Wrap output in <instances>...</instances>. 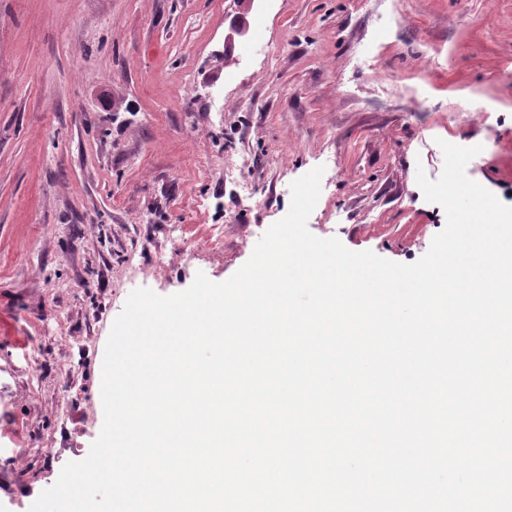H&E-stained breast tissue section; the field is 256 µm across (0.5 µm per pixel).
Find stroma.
<instances>
[{"mask_svg": "<svg viewBox=\"0 0 512 512\" xmlns=\"http://www.w3.org/2000/svg\"><path fill=\"white\" fill-rule=\"evenodd\" d=\"M478 94L499 101L495 127L474 119ZM489 138L466 172L512 205V0H0L8 506L97 439L134 289L229 279L318 166L310 232L414 262L446 224L418 171L440 176L441 143Z\"/></svg>", "mask_w": 512, "mask_h": 512, "instance_id": "obj_1", "label": "stroma"}]
</instances>
